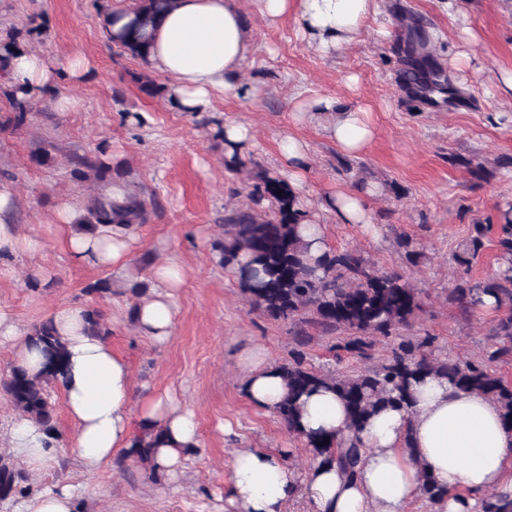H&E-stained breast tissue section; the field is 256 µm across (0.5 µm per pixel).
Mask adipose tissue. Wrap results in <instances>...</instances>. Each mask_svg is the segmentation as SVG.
Segmentation results:
<instances>
[{"instance_id": "ef3b65f1", "label": "adipose tissue", "mask_w": 512, "mask_h": 512, "mask_svg": "<svg viewBox=\"0 0 512 512\" xmlns=\"http://www.w3.org/2000/svg\"><path fill=\"white\" fill-rule=\"evenodd\" d=\"M267 23L294 17L300 34L320 52L340 50L358 36L376 12L377 0H253ZM151 67L171 80L174 102L184 112L211 111L217 94L242 93L240 81L252 48V34L238 0H174L146 28ZM9 85L37 95L57 78L55 67L38 53L16 54L6 70ZM301 111L335 114L328 134L345 154L360 152L372 139L371 110L341 107L336 98L319 96ZM341 223L371 229L363 193L339 189L322 201ZM55 221L72 226L67 250L74 262L90 268L125 269L137 242L133 228L84 229L81 209L64 203ZM153 294L138 304L139 331L156 341L170 336L176 313L175 291L183 279L178 261L152 269ZM89 310L80 305L57 309L52 319L67 347V369L58 385L76 424L75 446L91 464L110 462L132 446L135 426L158 430L153 459L168 476L179 474L186 449L200 445L195 413L169 394L145 399L131 412L132 374L127 362L104 339L89 335ZM247 400L274 413L285 394L275 365L259 350L240 356ZM346 406L329 388L301 399L300 431L307 436L345 433ZM363 452L355 478L333 463L309 466L296 482L281 453L240 448L232 456L231 480L224 499L235 512H285L300 490H307L311 512H408L422 495L421 478L442 489L431 512H480L488 493L512 498V431L503 425L499 405L488 395L459 388L448 377L427 373L413 382L408 407L383 409L359 432ZM7 445L17 460L38 470L50 465L58 442L31 420L16 416ZM78 487L45 489L19 500L13 512H75Z\"/></svg>"}]
</instances>
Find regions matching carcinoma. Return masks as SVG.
Here are the masks:
<instances>
[{
	"label": "carcinoma",
	"instance_id": "carcinoma-1",
	"mask_svg": "<svg viewBox=\"0 0 512 512\" xmlns=\"http://www.w3.org/2000/svg\"><path fill=\"white\" fill-rule=\"evenodd\" d=\"M171 2L173 0H139L142 18L135 19L123 35L110 38V42L147 60L141 29L164 12ZM20 50L14 32L1 36L0 70H5ZM400 82L411 93L449 94L452 91L448 78L441 71L428 68L424 58L411 59L400 73ZM10 97L15 121L21 123L32 110V101L14 87L10 89ZM104 167L105 162L100 158L83 156L74 162L72 175L84 179L88 172ZM259 179L260 184L255 186L252 195L257 203L262 200L270 203L269 214L263 218L251 208L231 211L224 217V245L220 246L221 261L227 265L233 264L240 252L247 255L246 268L250 269V276L243 290L252 305L276 320L301 322L303 315L309 314L311 321L325 332L346 329L350 336L341 349L361 358L368 357L373 336H388L411 325L422 310V303L418 289L408 278L377 268L356 251L327 252L316 264H310L306 245L297 232L302 214L294 207L284 181L267 172ZM87 212L92 228L98 224H134L142 218L144 205L132 195L121 203L103 198L94 200ZM491 231L490 225H472L470 238L453 254V262L459 266L470 265ZM395 243L408 263L417 264L419 252L408 236L397 235ZM496 246V276L484 282L462 280L453 289L454 301L467 316L480 310L485 296L495 297L496 309H507L493 328L496 349L490 355L492 361L512 357L511 207L502 213L501 223L497 225ZM30 339L42 345L46 372L32 377L26 370L14 367L4 391L21 415L56 437L55 407L48 388L63 373L67 352L50 319L36 327ZM305 342L306 339H301L300 348L293 352L291 360L279 366L286 394L278 406L277 416L289 430H294L300 416V398L320 386H333L347 407L351 434L331 438L327 444L322 437L310 438L305 447L314 457L336 461L350 476L354 475L361 452L356 436L359 426L380 408L407 406L412 382L426 372L446 375L462 389L490 395L503 410L504 426L512 430V385L479 363L441 361L425 350L426 343L403 338L374 368L336 376L323 373L308 363L301 350ZM130 456L157 470L151 457V445L143 437L136 438ZM27 480L25 471L14 459L1 452L0 500L24 494L23 483Z\"/></svg>",
	"mask_w": 512,
	"mask_h": 512
}]
</instances>
